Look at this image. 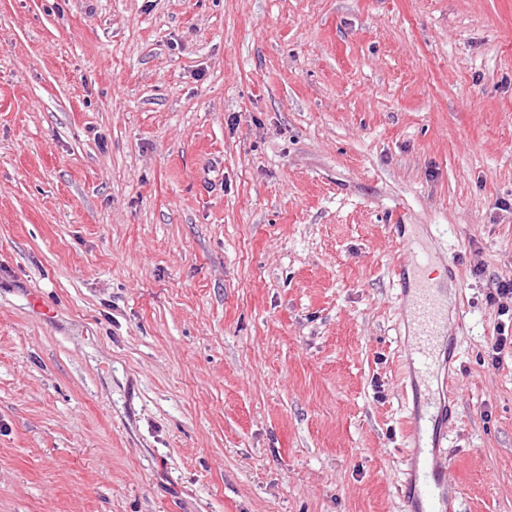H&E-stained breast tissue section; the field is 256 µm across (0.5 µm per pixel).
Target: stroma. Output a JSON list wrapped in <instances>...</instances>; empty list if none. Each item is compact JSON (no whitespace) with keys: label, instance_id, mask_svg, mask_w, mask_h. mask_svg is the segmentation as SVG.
Returning a JSON list of instances; mask_svg holds the SVG:
<instances>
[{"label":"stroma","instance_id":"obj_1","mask_svg":"<svg viewBox=\"0 0 512 512\" xmlns=\"http://www.w3.org/2000/svg\"><path fill=\"white\" fill-rule=\"evenodd\" d=\"M413 232L512 512V0H0V512H411ZM401 255L402 259L411 258L418 270L427 269L435 262H443V259L436 253L425 250L410 241L404 244ZM491 304L497 305L501 315L512 312V278H504L495 283L494 292H490Z\"/></svg>","mask_w":512,"mask_h":512}]
</instances>
